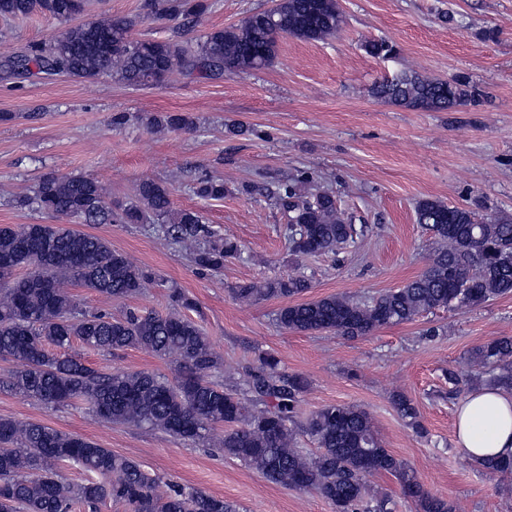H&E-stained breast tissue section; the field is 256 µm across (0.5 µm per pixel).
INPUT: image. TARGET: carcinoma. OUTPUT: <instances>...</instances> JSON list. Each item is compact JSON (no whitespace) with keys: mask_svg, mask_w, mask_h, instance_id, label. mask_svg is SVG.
<instances>
[{"mask_svg":"<svg viewBox=\"0 0 512 512\" xmlns=\"http://www.w3.org/2000/svg\"><path fill=\"white\" fill-rule=\"evenodd\" d=\"M90 0H0V20L40 15L64 25L51 41L26 53L4 54L0 77L15 74L67 75L93 80L103 74L131 87L158 85L176 73L207 76L271 66L279 38L320 41L336 34L343 19L335 0H280L276 12L260 10L238 26L211 29L196 43L134 38L135 21L104 15L87 20ZM209 5L202 0H142L141 20L181 18L191 24ZM373 93L396 106L445 112L474 100L469 82H453L402 72L375 84ZM154 128L190 130L188 113L152 117ZM195 194L224 197V183L204 178ZM279 200L294 256L337 252L358 231L346 222L335 196L309 187L300 175L281 184ZM20 207L71 217L83 224H134L148 218L170 223L165 233L184 244L194 263L218 270L238 252L226 237L209 240L198 212L170 209L166 185L145 180L137 202L112 205L93 177L46 174ZM473 210L423 199L417 223L431 233L436 249L429 267L405 286L359 301L344 295L289 303L277 314L285 330L332 333L349 339L414 320L424 312L473 307L512 293V216L477 223ZM149 275L111 244L60 224L0 225V357L18 363L6 387L46 405L82 401L99 419L161 430L185 440H212L224 456L257 470L268 481L310 489L333 512H392L393 499L369 500L365 477L390 474L415 512H457L451 500L427 491L417 472L385 448L368 413L355 405L330 404L300 419L298 406L308 389L300 374H288L269 352L256 355L258 366L241 392L212 380L219 366L203 330L179 311L165 315L129 311L120 317L79 309L66 285L76 284L109 299L140 294ZM309 288L302 276L232 289L235 299L252 305L270 297L295 298ZM102 353L139 347L159 357L176 354L185 373L171 382L153 372L103 373L77 355L54 354L73 340ZM474 363L498 370L488 383L512 392V337L476 346ZM398 415L424 434L420 412L404 393L392 396ZM317 445L313 454L296 447L297 436ZM69 463L88 478L70 484L56 467ZM481 468L512 475V458H489ZM159 479L136 461L89 439L36 422L0 419V512H76L88 505H124L128 512H239L222 497L178 485L158 493Z\"/></svg>","mask_w":512,"mask_h":512,"instance_id":"1","label":"carcinoma"}]
</instances>
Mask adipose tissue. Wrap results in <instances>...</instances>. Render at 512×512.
<instances>
[{
  "label": "adipose tissue",
  "instance_id": "ef3b65f1",
  "mask_svg": "<svg viewBox=\"0 0 512 512\" xmlns=\"http://www.w3.org/2000/svg\"><path fill=\"white\" fill-rule=\"evenodd\" d=\"M455 435L473 462L512 455V395L487 387L470 392L457 408Z\"/></svg>",
  "mask_w": 512,
  "mask_h": 512
}]
</instances>
